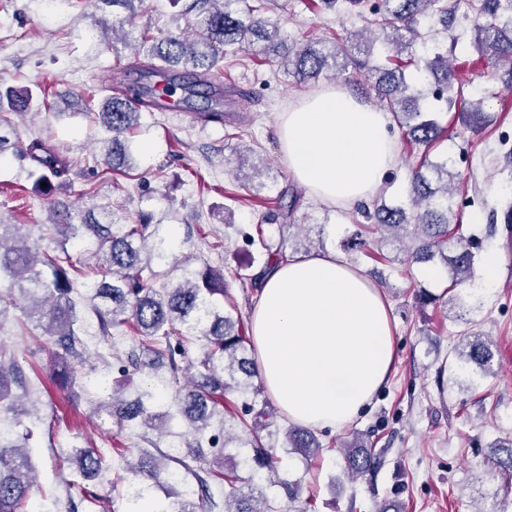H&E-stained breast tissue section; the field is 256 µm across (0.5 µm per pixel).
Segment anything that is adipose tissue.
Wrapping results in <instances>:
<instances>
[{"mask_svg":"<svg viewBox=\"0 0 512 512\" xmlns=\"http://www.w3.org/2000/svg\"><path fill=\"white\" fill-rule=\"evenodd\" d=\"M389 112L345 87L323 88L277 116L293 179L323 202L352 206L379 192L398 164ZM259 378L288 421L352 423L389 382L394 333L382 290L333 253L271 269L252 310Z\"/></svg>","mask_w":512,"mask_h":512,"instance_id":"adipose-tissue-1","label":"adipose tissue"}]
</instances>
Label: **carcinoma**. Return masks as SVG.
Wrapping results in <instances>:
<instances>
[{
  "label": "carcinoma",
  "mask_w": 512,
  "mask_h": 512,
  "mask_svg": "<svg viewBox=\"0 0 512 512\" xmlns=\"http://www.w3.org/2000/svg\"><path fill=\"white\" fill-rule=\"evenodd\" d=\"M108 7L127 11L115 17L119 27L134 25L138 5L143 0H96ZM197 13L188 21V32L180 35L154 37L150 31L140 34V48L146 61L141 67L149 73L160 70L172 80L169 90L182 82L185 102L195 107L193 99H202L198 110L204 117L222 122L224 113L210 106L206 88L211 80L223 75L224 55L238 48L260 47L273 57L284 73L295 82L305 84L332 72V78L344 76L349 65L366 71L381 90L383 101L394 121L403 130L407 140L429 150L444 133L437 113L427 109V94L419 89L412 76L406 73L408 64L400 57L412 42L422 37L420 29L434 27L433 20L448 33L455 20L452 0H320L328 9L347 5L372 15L369 37L356 41L355 50L363 59L352 56L346 42L318 40L298 43L281 37L277 24L271 19H257L255 13L266 10L267 0H195ZM474 10L485 22L476 26L475 41L478 50L495 65L505 69L504 82L512 85V0H471ZM382 42L389 52L386 63L369 65L374 54L373 44ZM425 69L434 79L432 96L452 109L456 98L463 95L464 83L453 66L448 52L439 46L432 48ZM485 100L464 102L458 113L462 124L477 131L491 121V113L483 111ZM35 97L29 87H5L0 83V158L12 154L30 164V175L35 187L45 195L56 191L70 167L69 160L40 139L27 145L11 140L14 133L11 116L34 109ZM139 109L123 94L107 97L101 103L95 119L108 137L104 163L112 171L128 166L129 136L138 124ZM461 174L450 169L448 160L424 159L410 175V207L387 206L377 202L363 206L366 218L372 224L358 225L355 247L363 250L379 242L411 237L419 245L408 252L407 262L422 263L440 259L450 274L451 287H464L474 273V254L469 247L455 239L460 223L452 208L454 196L460 190ZM55 216L51 228L65 240L81 243L93 261L89 270L76 282L62 260L26 242L16 231V225L0 222V277L13 280L19 295L0 293V315L9 306L23 301L29 317L45 323V333L54 339L56 349L50 353V366L57 385L73 390L85 374L77 369L87 362L88 347L83 339V315L78 302L90 307L97 323L98 336L112 339L113 331L124 327L137 336L136 348L125 356H116L122 374L141 367L158 369L168 365L170 376H158L153 391L144 397L124 398L113 388L95 406L100 414L115 416L120 424L131 429L160 428L173 419L170 412H156L151 402L167 400L172 383L179 380L178 358L184 356L186 346L193 341L203 342V355L198 362L197 375L191 377L190 390L174 395L176 415L187 423L194 434L184 454L170 456L178 467L161 466L146 450L140 451L137 464L129 471L134 480L125 485L124 495L136 504L151 494L149 481L158 478L181 491L160 512H201L194 500L210 504L209 512H276L275 506L258 490L246 493L239 486L237 474L224 476V501L219 504L210 492L211 470L202 467L208 458L227 447L233 436L221 429L209 428L219 407L224 391L240 393L241 422L248 429V458L251 470L272 472L278 463L275 448L262 441L261 433L270 425L273 410L263 386L253 384L256 378L251 343L242 334V328L230 315L224 313V300L230 299L224 270L211 266L194 268L189 263L171 262L170 239L160 233V225L151 223V216L141 214L132 224H115L112 215L101 216L92 210L81 212L58 201L52 202ZM249 242L259 241L267 252L263 267L254 275L238 277L241 286L259 288L260 280L272 263L286 258L283 246L267 243L262 231ZM179 271L174 284L166 279L169 273ZM453 357L461 366H475L482 374H493L492 341L481 331H467L453 350ZM26 376L17 360L0 359V412L11 415L9 427L0 430V512H31L28 505L40 492L32 475L25 440L29 435H14L11 429L21 425L22 414L12 400V386H24ZM286 448L305 457H313L323 444L309 430L292 426L286 433ZM348 474L361 477L377 464L376 457L361 437L343 444ZM493 469L512 480V440L494 448L491 455ZM112 459L103 452L80 451L78 473L80 479L69 486L77 488L85 500L95 503L98 497L81 484L109 469Z\"/></svg>",
  "instance_id": "obj_1"
}]
</instances>
